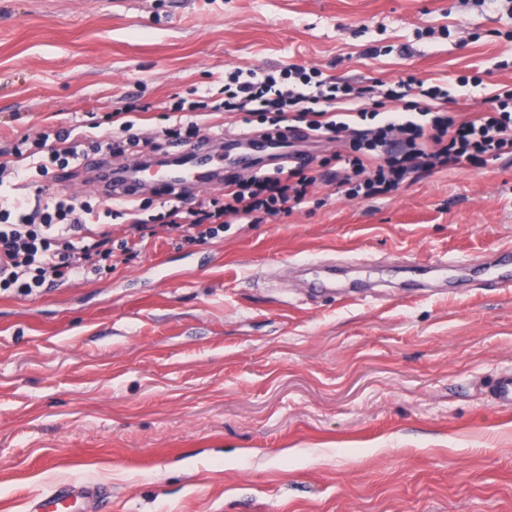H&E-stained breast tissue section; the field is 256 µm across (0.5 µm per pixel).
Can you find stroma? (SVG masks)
<instances>
[{"label":"stroma","instance_id":"35a3bbf8","mask_svg":"<svg viewBox=\"0 0 512 512\" xmlns=\"http://www.w3.org/2000/svg\"><path fill=\"white\" fill-rule=\"evenodd\" d=\"M290 64L342 81L480 74L512 85L494 0H0V150L110 135L134 96L151 137L224 74ZM512 241V155L380 199L322 183L291 215L156 241L115 272L0 293V512L90 481L103 512H512V288L418 290L395 263ZM379 260L378 285L310 298L312 255ZM487 402L493 408L512 410V373L498 375L495 378L489 387Z\"/></svg>","mask_w":512,"mask_h":512}]
</instances>
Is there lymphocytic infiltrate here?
<instances>
[{
	"label": "lymphocytic infiltrate",
	"instance_id": "obj_1",
	"mask_svg": "<svg viewBox=\"0 0 512 512\" xmlns=\"http://www.w3.org/2000/svg\"><path fill=\"white\" fill-rule=\"evenodd\" d=\"M374 92L371 85L339 82L318 69L292 66L264 72L234 70L225 78L224 97L216 104L207 96L176 101L172 110L180 119L162 132L168 141H182L203 128L210 139L223 140V126L212 116L225 112L246 125L262 120L263 133L270 139L284 138L287 122H303L309 130L347 145L348 151L337 154L335 169L327 172L309 169L303 162L289 168L287 177L257 178L248 187L236 174H227L221 196L206 193L188 206L178 194L165 212L148 220L135 201L114 200L99 209L46 189L32 200L11 193L14 183L30 173L46 178L52 168L79 167L85 144L107 155L116 143H137L131 105L112 112L118 125L111 136L61 130L55 134V146L44 155L13 146L11 160L0 161V291L29 296L75 278L95 279L104 262H127L152 238L175 244L204 242L234 224L266 223L306 204L309 187L319 180L335 184L347 196L374 199L396 192L413 173L433 174L512 154V87L489 97L485 112L476 118L437 112L425 126L412 119V111L430 101L448 100L450 92L408 72L383 92L387 101L404 102V111L359 113V128L337 119L336 105H357ZM118 215L130 221L127 234L120 238L106 227Z\"/></svg>",
	"mask_w": 512,
	"mask_h": 512
}]
</instances>
